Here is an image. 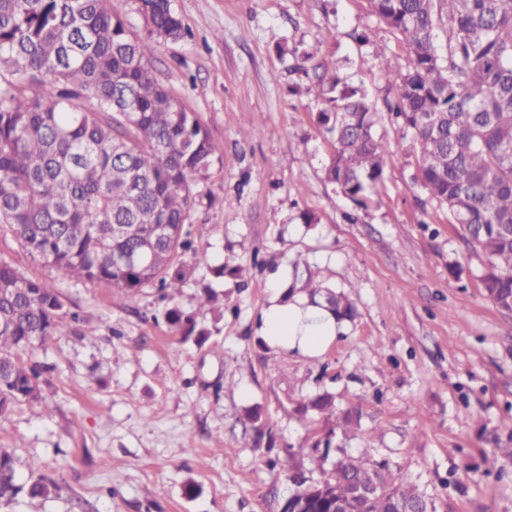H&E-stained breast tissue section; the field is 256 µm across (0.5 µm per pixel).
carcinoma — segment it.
I'll list each match as a JSON object with an SVG mask.
<instances>
[{"mask_svg":"<svg viewBox=\"0 0 512 512\" xmlns=\"http://www.w3.org/2000/svg\"><path fill=\"white\" fill-rule=\"evenodd\" d=\"M110 2L0 0V224L69 277L128 292L152 286L172 301L192 248L194 186L223 148L157 78L154 45L112 15ZM370 4L409 48L405 69L385 60L382 70L387 109L418 144L422 186L485 256L486 297L512 310V0ZM137 11L150 33L185 37L171 0H137ZM442 24L443 55L435 45ZM314 79L330 104L318 122L335 141L326 178L365 208L387 164L374 113L336 71L318 64ZM302 288L338 316H354L351 303L311 278ZM61 309L56 292L0 262V414L17 403L48 410L41 367L16 354L54 335ZM164 318L185 340L210 335L177 306ZM291 479L299 490L284 512H335L357 485L375 491L365 512L427 509L415 488L381 487L376 472L352 461L317 482ZM56 489L44 478L19 482L13 451L0 448V500Z\"/></svg>","mask_w":512,"mask_h":512,"instance_id":"cac0c4a2","label":"carcinoma"}]
</instances>
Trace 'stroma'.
I'll return each instance as SVG.
<instances>
[{"label":"stroma","mask_w":512,"mask_h":512,"mask_svg":"<svg viewBox=\"0 0 512 512\" xmlns=\"http://www.w3.org/2000/svg\"><path fill=\"white\" fill-rule=\"evenodd\" d=\"M173 6L188 34L158 44L153 64L224 150L193 215L210 262L186 261L177 298L210 334L182 340L157 289L70 280L0 224V260L63 304L58 332L20 355L45 367L48 412L18 404L0 419L22 482L48 477L58 489L0 512H282L297 491L289 469L318 480L349 459L433 497L437 512H512V312L486 298L484 255L414 181L415 142L386 110L381 67L406 63L402 36L368 0ZM312 44L316 62L367 94L389 151L361 211L326 179V103L308 90L316 62L299 54ZM258 117L264 129L242 138ZM221 264L247 267L244 281L216 277ZM288 270L355 307L321 358L272 354L258 334ZM207 286L224 296L221 320L199 304ZM326 391L335 416L307 411ZM255 406L272 447L253 442ZM492 452L487 474L478 464Z\"/></svg>","instance_id":"stroma-1"}]
</instances>
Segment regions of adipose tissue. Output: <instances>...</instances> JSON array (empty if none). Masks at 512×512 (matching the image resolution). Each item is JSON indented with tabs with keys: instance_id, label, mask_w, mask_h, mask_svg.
<instances>
[{
	"instance_id": "1",
	"label": "adipose tissue",
	"mask_w": 512,
	"mask_h": 512,
	"mask_svg": "<svg viewBox=\"0 0 512 512\" xmlns=\"http://www.w3.org/2000/svg\"><path fill=\"white\" fill-rule=\"evenodd\" d=\"M344 323L323 297L310 296L288 282L277 283L261 321V336L275 352L317 358L336 341Z\"/></svg>"
}]
</instances>
